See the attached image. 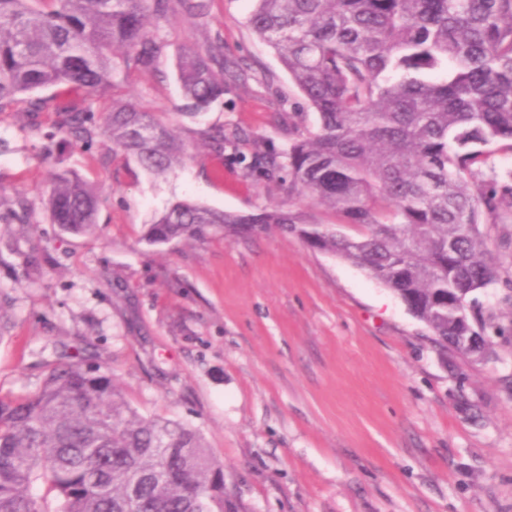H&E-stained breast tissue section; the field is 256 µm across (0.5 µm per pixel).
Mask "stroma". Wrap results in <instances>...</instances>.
Instances as JSON below:
<instances>
[{"label": "stroma", "instance_id": "35a3bbf8", "mask_svg": "<svg viewBox=\"0 0 512 512\" xmlns=\"http://www.w3.org/2000/svg\"><path fill=\"white\" fill-rule=\"evenodd\" d=\"M169 0L148 30L151 69L120 65L90 96L46 90L59 104H139L171 127L185 155L154 176L102 133L86 142L26 99L0 111V392H33L61 355L111 372L146 417L198 429L224 465L239 512H512V222L480 231L498 278L472 301L496 357L441 356L423 322L388 288L337 257L275 231L150 247L147 224L188 200L258 214L330 211L248 175L255 150L281 152V112L315 115L269 47L249 31L254 0ZM223 48L247 78L197 116L183 115L180 51ZM246 138L219 151L216 128ZM96 190L98 229L71 236L44 202L56 173ZM43 258L27 278L31 253Z\"/></svg>", "mask_w": 512, "mask_h": 512}]
</instances>
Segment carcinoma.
I'll return each instance as SVG.
<instances>
[{
  "label": "carcinoma",
  "mask_w": 512,
  "mask_h": 512,
  "mask_svg": "<svg viewBox=\"0 0 512 512\" xmlns=\"http://www.w3.org/2000/svg\"><path fill=\"white\" fill-rule=\"evenodd\" d=\"M167 0H0V111L27 95L69 84L96 94L112 85L117 50L150 66L158 47L147 24ZM249 30L278 56L317 126L280 115L288 147L254 154L250 171L288 184V194L330 210L316 224L281 207L243 215L174 204L144 233L150 246L278 230L310 250L364 270L396 294L433 343L464 360L490 353L467 338L464 304L497 277L479 230L484 216L512 217V0H255ZM209 49L182 56L177 78L193 114L238 71L216 72ZM79 140L94 113L58 106ZM112 144L148 172L179 161L173 130L131 103L104 126ZM236 129L212 135L222 150ZM99 196L78 176H55L46 206L66 233L96 229ZM343 226H357L349 234ZM45 494L34 497L33 485ZM0 512H235L224 466L203 434L146 418L112 375L82 362L48 366L38 389L0 395Z\"/></svg>",
  "instance_id": "obj_1"
}]
</instances>
